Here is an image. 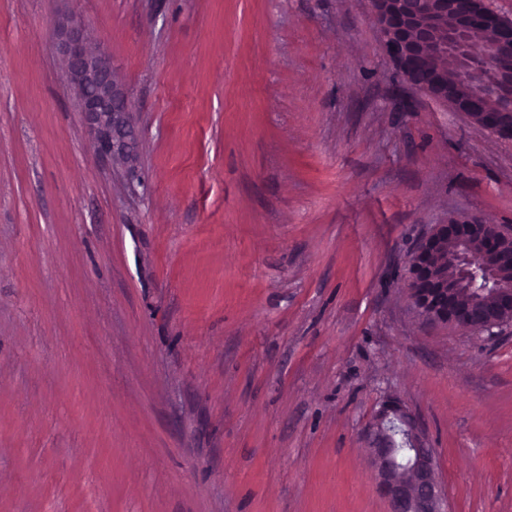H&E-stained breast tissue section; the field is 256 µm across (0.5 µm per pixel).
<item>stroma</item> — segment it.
I'll use <instances>...</instances> for the list:
<instances>
[{
    "label": "stroma",
    "instance_id": "stroma-1",
    "mask_svg": "<svg viewBox=\"0 0 512 512\" xmlns=\"http://www.w3.org/2000/svg\"><path fill=\"white\" fill-rule=\"evenodd\" d=\"M65 16L132 158L92 147ZM463 216L512 227V140L416 96L369 0H0V512H387V400L447 512H512V326L407 306ZM55 31L67 82L77 95L95 150L110 158L112 154L129 157L133 135L127 113L132 108L113 80L112 55L104 44L87 41L78 19L59 21ZM398 423L409 448V462L399 470L390 424ZM377 488L390 512H445L434 449L417 416L397 402H386L369 429ZM386 441L389 444L386 447Z\"/></svg>",
    "mask_w": 512,
    "mask_h": 512
}]
</instances>
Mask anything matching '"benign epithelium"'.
<instances>
[{
    "mask_svg": "<svg viewBox=\"0 0 512 512\" xmlns=\"http://www.w3.org/2000/svg\"><path fill=\"white\" fill-rule=\"evenodd\" d=\"M384 45L407 84L419 95L444 102L457 77L476 86L456 111L479 118L480 127L502 131L507 107L485 109L496 86H512V17L490 0H370ZM57 48L68 84L107 157L129 156L131 104L112 77V55L90 44L81 21L56 25ZM407 303L423 323L491 331L512 325V228L476 217L437 224L406 259ZM403 429L409 462L397 468L390 425ZM377 488L390 512H446L434 449L417 416L397 402L383 404L369 429Z\"/></svg>",
    "mask_w": 512,
    "mask_h": 512,
    "instance_id": "obj_1",
    "label": "benign epithelium"
}]
</instances>
